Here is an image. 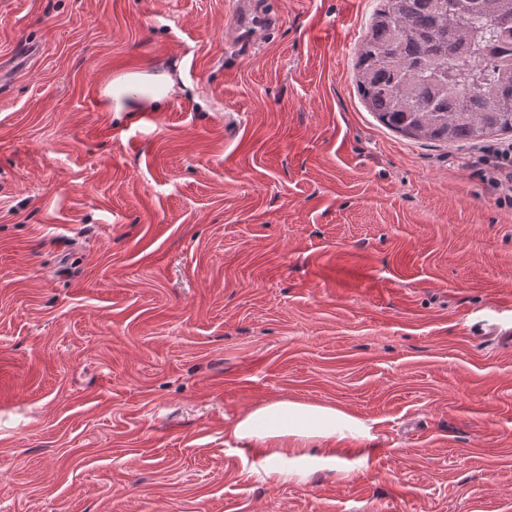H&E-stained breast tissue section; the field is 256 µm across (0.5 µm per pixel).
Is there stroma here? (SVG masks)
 <instances>
[{"mask_svg": "<svg viewBox=\"0 0 512 512\" xmlns=\"http://www.w3.org/2000/svg\"><path fill=\"white\" fill-rule=\"evenodd\" d=\"M378 4L0 0V512H512V133L384 127ZM274 400L373 436L264 481ZM168 85L165 92L153 90L154 85L137 75H127L112 82L108 94L112 98L111 109L115 112H139L138 107L128 104L127 100L150 102L156 110L163 102L168 89H172L174 83L167 77Z\"/></svg>", "mask_w": 512, "mask_h": 512, "instance_id": "35a3bbf8", "label": "stroma"}]
</instances>
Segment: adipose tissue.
I'll return each mask as SVG.
<instances>
[{"label":"adipose tissue","mask_w":512,"mask_h":512,"mask_svg":"<svg viewBox=\"0 0 512 512\" xmlns=\"http://www.w3.org/2000/svg\"><path fill=\"white\" fill-rule=\"evenodd\" d=\"M111 109L128 112L133 102L160 105L165 95L152 83L128 75L113 81L108 89ZM372 427L332 406L274 400L264 403L235 420L231 432L236 439L263 449L267 461L265 479L278 483L305 479L313 458L309 448L315 442L370 437Z\"/></svg>","instance_id":"1"}]
</instances>
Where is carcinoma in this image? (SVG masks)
<instances>
[{"label":"carcinoma","instance_id":"1","mask_svg":"<svg viewBox=\"0 0 512 512\" xmlns=\"http://www.w3.org/2000/svg\"><path fill=\"white\" fill-rule=\"evenodd\" d=\"M356 70L370 111L411 139L512 133V0H382Z\"/></svg>","mask_w":512,"mask_h":512}]
</instances>
